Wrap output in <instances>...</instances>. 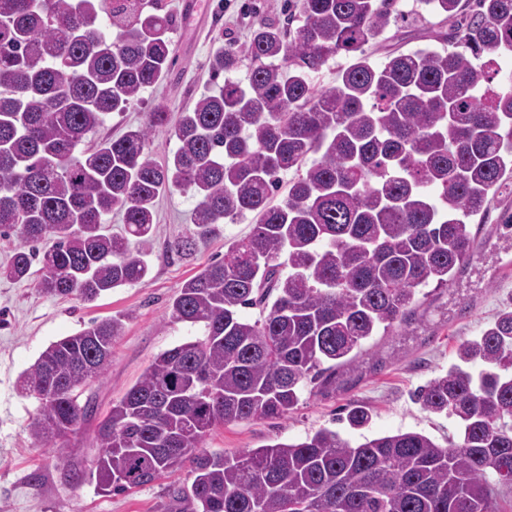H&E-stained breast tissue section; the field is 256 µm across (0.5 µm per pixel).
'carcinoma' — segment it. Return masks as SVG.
Returning a JSON list of instances; mask_svg holds the SVG:
<instances>
[{
  "label": "carcinoma",
  "mask_w": 512,
  "mask_h": 512,
  "mask_svg": "<svg viewBox=\"0 0 512 512\" xmlns=\"http://www.w3.org/2000/svg\"><path fill=\"white\" fill-rule=\"evenodd\" d=\"M419 4L450 22L443 48L378 64L365 46L398 22L396 0H288L286 24L262 19L248 43L215 48L208 67L223 84L175 124L158 102L146 123L96 141L111 113L169 76L176 16L152 0H0V236L18 240L1 277L27 280L38 262L40 293L89 303L150 275L160 195L196 200L170 245L181 256L251 219L172 302L171 319L202 336L159 353L98 423L88 476L99 489L187 462L191 482L168 489L175 512H496L495 485L512 487L507 308L415 393L459 420L457 441L399 431L353 445L320 428L233 455L201 450L219 425L288 416L305 383L335 384L370 338L407 326L418 289L450 286L474 259L467 219L512 185V85L497 81L512 0ZM338 55L355 62L318 86ZM157 131L174 142L160 163ZM114 211L121 234L105 225ZM122 329L95 319L22 375L39 402L29 433L60 460L92 414L79 390L106 374ZM347 418L370 422L363 406Z\"/></svg>",
  "instance_id": "obj_1"
}]
</instances>
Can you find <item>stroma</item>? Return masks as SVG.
I'll return each instance as SVG.
<instances>
[{
    "label": "stroma",
    "instance_id": "stroma-1",
    "mask_svg": "<svg viewBox=\"0 0 512 512\" xmlns=\"http://www.w3.org/2000/svg\"><path fill=\"white\" fill-rule=\"evenodd\" d=\"M181 2L165 0L178 16L170 79L145 90L126 112L111 114L99 136L116 137L128 127L144 124L156 101L167 105L171 117H178L213 85L207 62L216 37L246 43L257 21L281 18L287 5V0H198L203 17L194 21L181 17ZM398 3L401 20L368 47L375 61L431 43V25L420 15L417 0ZM194 205L188 195L161 196L149 248V279L108 291L94 302L46 296L36 291L33 280L0 277V512H167V487L188 481V472L182 469L112 494L100 490L87 472L98 452L96 425L113 401L135 384L159 353L202 333V326L170 317L182 283L211 259L222 257L225 241L246 236L251 229L246 220L228 224L192 256L170 253L168 247L185 233ZM507 210L512 212V192L498 195L484 212L470 217V224L478 228L474 259L450 287L420 289L407 332L374 337L365 344L358 369H340L335 385L326 389L307 385L288 417L217 427L206 439L205 451L233 454L294 442L323 427L353 442L399 431L422 433L443 446L458 437L454 418L423 410L412 393L454 363L463 340L478 336L500 310L512 306V228L501 222ZM115 315L123 318L125 328L112 346V365L104 378L89 381L80 394L81 400L91 402L94 415L71 435L67 460L59 462L51 444L29 434L38 402L22 392L19 377L50 343L75 333L89 320ZM352 404L370 410L367 427L354 429L344 421Z\"/></svg>",
    "mask_w": 512,
    "mask_h": 512
}]
</instances>
